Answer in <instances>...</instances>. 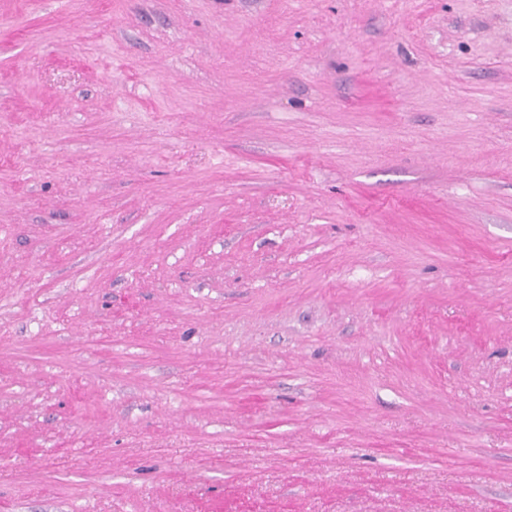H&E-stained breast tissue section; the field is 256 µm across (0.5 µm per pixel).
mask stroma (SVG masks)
I'll return each mask as SVG.
<instances>
[{
  "label": "stroma",
  "instance_id": "obj_1",
  "mask_svg": "<svg viewBox=\"0 0 512 512\" xmlns=\"http://www.w3.org/2000/svg\"><path fill=\"white\" fill-rule=\"evenodd\" d=\"M0 512H512V0H0Z\"/></svg>",
  "mask_w": 512,
  "mask_h": 512
}]
</instances>
